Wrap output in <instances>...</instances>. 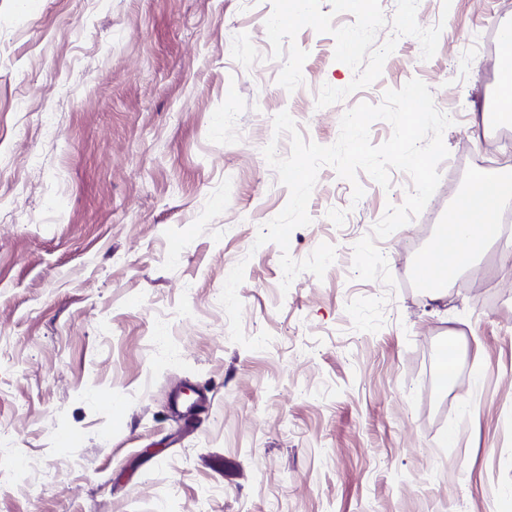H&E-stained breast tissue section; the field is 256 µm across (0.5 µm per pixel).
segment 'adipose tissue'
I'll return each instance as SVG.
<instances>
[{
  "label": "adipose tissue",
  "mask_w": 512,
  "mask_h": 512,
  "mask_svg": "<svg viewBox=\"0 0 512 512\" xmlns=\"http://www.w3.org/2000/svg\"><path fill=\"white\" fill-rule=\"evenodd\" d=\"M511 201V178H473L449 210V222L442 225L436 247L425 258L427 272L436 277L456 275L486 242L501 239L503 210Z\"/></svg>",
  "instance_id": "ef3b65f1"
}]
</instances>
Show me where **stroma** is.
<instances>
[{
    "label": "stroma",
    "instance_id": "1",
    "mask_svg": "<svg viewBox=\"0 0 512 512\" xmlns=\"http://www.w3.org/2000/svg\"><path fill=\"white\" fill-rule=\"evenodd\" d=\"M510 27L512 0H0V512H512V266L495 243L442 303L413 285L472 174L512 170L475 46ZM412 79L449 155L376 242L394 286L353 247L411 177L325 166L289 252L335 260L282 290L255 243L289 200L274 117L328 146ZM242 260L263 350L219 302ZM182 384L207 402L189 426Z\"/></svg>",
    "mask_w": 512,
    "mask_h": 512
}]
</instances>
